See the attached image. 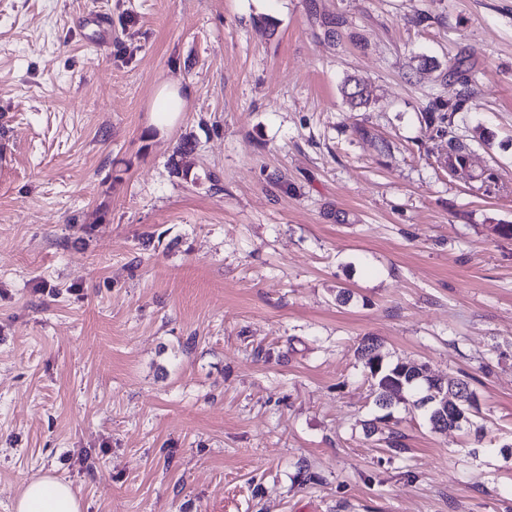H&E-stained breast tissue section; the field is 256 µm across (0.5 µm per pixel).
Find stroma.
<instances>
[{
  "mask_svg": "<svg viewBox=\"0 0 512 512\" xmlns=\"http://www.w3.org/2000/svg\"><path fill=\"white\" fill-rule=\"evenodd\" d=\"M510 222L512 0H0V512H512ZM367 335L477 429L367 436ZM466 58L460 57L457 58L450 66L449 71L452 73L460 74V78H462L461 83L463 85V92L460 95V97L453 103L443 104V103H437L432 102L430 103L423 113L424 116V122L427 126V128H436L437 132L445 133V127L442 126V124L445 123L446 119L448 118V127L450 124V116L445 112H450V114H453L454 112H460L464 109L465 105L470 100V92H469V85H471L472 82V76L468 73L470 72V68L466 64ZM445 112L442 113V111ZM341 94L343 101L351 110L366 107L368 104L365 88L358 80L346 79L341 87ZM185 98L178 84H164L156 93L150 125L160 133L173 128L184 112ZM14 512H82V502L69 483L45 474L22 486Z\"/></svg>",
  "mask_w": 512,
  "mask_h": 512,
  "instance_id": "obj_1",
  "label": "stroma"
}]
</instances>
